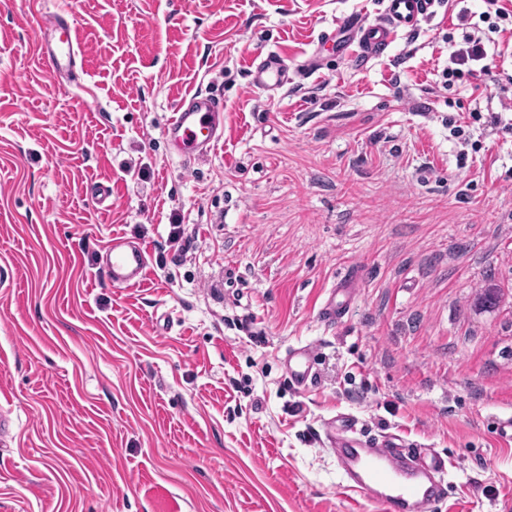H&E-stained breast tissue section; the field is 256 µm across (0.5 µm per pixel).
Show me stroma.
<instances>
[{
  "label": "stroma",
  "instance_id": "obj_1",
  "mask_svg": "<svg viewBox=\"0 0 512 512\" xmlns=\"http://www.w3.org/2000/svg\"><path fill=\"white\" fill-rule=\"evenodd\" d=\"M59 2L74 84L37 53L48 0H0V512H382L340 485V413L447 457L434 512H512V0H439L373 58L323 35L384 0ZM467 33L489 72L446 81ZM195 91L224 138L183 160L165 127ZM115 235L148 253L137 287L103 273ZM252 84L259 88L275 90L288 81L283 57L279 52L271 51L267 58L250 70ZM352 292L353 288L350 280L337 282L329 290L328 297L320 308V318L328 322L341 320L348 312L349 299ZM288 381L294 388H305L315 376L316 353L310 346L293 348L286 359Z\"/></svg>",
  "mask_w": 512,
  "mask_h": 512
}]
</instances>
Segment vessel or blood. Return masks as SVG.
Wrapping results in <instances>:
<instances>
[{
    "label": "vessel or blood",
    "mask_w": 512,
    "mask_h": 512,
    "mask_svg": "<svg viewBox=\"0 0 512 512\" xmlns=\"http://www.w3.org/2000/svg\"><path fill=\"white\" fill-rule=\"evenodd\" d=\"M436 0H386L380 20L365 16L337 21L336 30L345 40L358 42L365 55L383 53L401 33L414 31L433 13ZM42 59L68 81L79 79L82 65L79 37L69 16L51 13L38 47ZM252 83L274 90L288 80L280 53L269 52L251 71ZM172 153L189 158L210 152L224 137V105L209 94H186L177 99L165 129ZM147 252L115 236L106 246L105 269L114 285L133 288L147 273ZM353 292L351 281L337 282L322 304L319 316L328 322L341 320ZM288 381L292 387H307L315 376L316 353L308 346L289 350ZM342 481L347 488L382 506L384 512H423L447 496L448 462L430 448H418L401 436H364L357 420L341 414L324 425Z\"/></svg>",
    "instance_id": "1"
}]
</instances>
